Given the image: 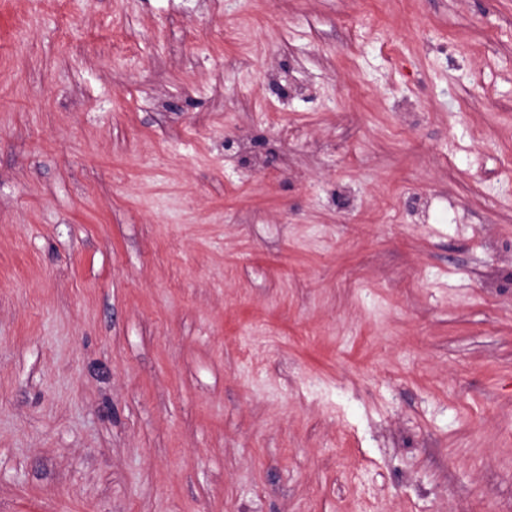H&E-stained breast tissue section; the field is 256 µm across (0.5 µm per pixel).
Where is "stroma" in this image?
Returning <instances> with one entry per match:
<instances>
[{"label":"stroma","instance_id":"obj_1","mask_svg":"<svg viewBox=\"0 0 512 512\" xmlns=\"http://www.w3.org/2000/svg\"><path fill=\"white\" fill-rule=\"evenodd\" d=\"M0 512H512V0H0Z\"/></svg>","mask_w":512,"mask_h":512}]
</instances>
